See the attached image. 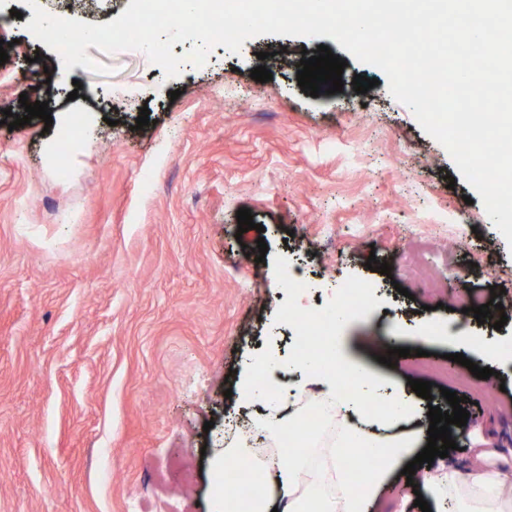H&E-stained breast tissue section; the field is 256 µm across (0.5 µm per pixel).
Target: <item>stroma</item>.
<instances>
[{"label": "stroma", "mask_w": 512, "mask_h": 512, "mask_svg": "<svg viewBox=\"0 0 512 512\" xmlns=\"http://www.w3.org/2000/svg\"><path fill=\"white\" fill-rule=\"evenodd\" d=\"M38 3L106 24L130 0ZM30 13L0 0V111L23 114L24 93L53 119L0 125V512H211L232 439L226 389L267 353L292 361L290 306L317 309L355 282L375 301L337 329L336 355L364 361L382 400L411 378L467 396L469 446L497 449V471L512 473V354L491 362L505 388L490 398L451 359H475L477 339L512 344V308L499 330L446 310L444 285L418 287L408 262L445 284L457 275L449 252L463 251L473 287L486 301L498 288L503 303L512 248L380 69L328 36L263 35L236 53L212 48L200 67L191 41L175 44L173 79L143 52L93 46L107 73L67 71L26 29ZM320 45L347 65L342 92L314 98L297 64ZM281 49L290 65L252 79L259 53ZM357 74L377 86L356 93ZM144 107L152 123L139 130ZM76 115L77 142L62 134ZM242 208L255 223L245 233ZM372 256L390 275L367 269ZM296 272L315 285L300 300L286 285ZM392 321L406 336L427 322L439 331L424 356L391 368L376 356ZM236 416L279 453L315 461L314 481L330 486L332 440L311 431L292 445L276 425Z\"/></svg>", "instance_id": "1"}]
</instances>
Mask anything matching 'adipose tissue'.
Segmentation results:
<instances>
[{
  "mask_svg": "<svg viewBox=\"0 0 512 512\" xmlns=\"http://www.w3.org/2000/svg\"><path fill=\"white\" fill-rule=\"evenodd\" d=\"M282 369V364L274 359H257L240 382L239 404H274V394L264 392L263 386L275 381ZM356 370L362 377L363 392L345 404L338 445L374 449L383 458L381 467L370 469L363 484L355 486L345 470L343 456H336L332 491L322 494L313 488L302 491L298 473L288 462L260 461L255 468L268 488L267 494L243 502L220 496L214 500L212 512H378L391 474L404 469L426 446L430 421L421 403L401 387L392 392L384 412L365 417L361 410L363 393L375 388L378 381L374 372L364 365H357ZM463 455L471 461L463 477L453 468L438 474L417 469L413 481L423 497L436 512H442L446 503L463 496L472 501V512H512V492H505L497 472L487 464V451L468 447Z\"/></svg>",
  "mask_w": 512,
  "mask_h": 512,
  "instance_id": "ef3b65f1",
  "label": "adipose tissue"
}]
</instances>
